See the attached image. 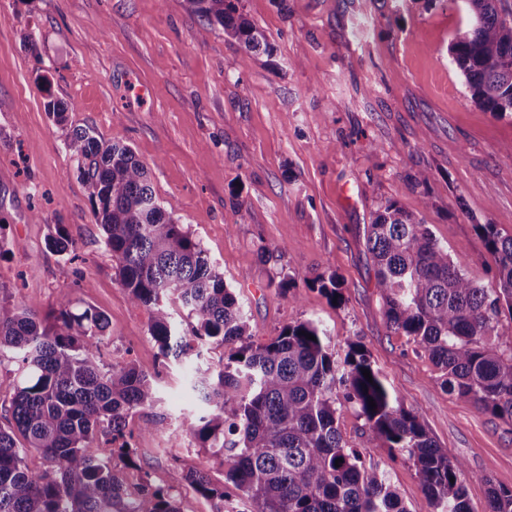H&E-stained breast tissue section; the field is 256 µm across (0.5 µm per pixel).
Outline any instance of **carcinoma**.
I'll return each instance as SVG.
<instances>
[{
    "mask_svg": "<svg viewBox=\"0 0 512 512\" xmlns=\"http://www.w3.org/2000/svg\"><path fill=\"white\" fill-rule=\"evenodd\" d=\"M185 2L246 53L271 51L266 31L238 13L236 0ZM463 2L469 22L449 42L451 61L478 108L512 119V0ZM67 147L81 162L121 288L151 312L149 335L161 356L193 363L223 350L217 363L193 367L189 384L202 414L182 428L221 460L225 478L216 485L175 460L167 486L146 473L129 489L110 458L118 453L137 466L135 434L164 428L162 418H138L156 403L153 377L131 362H101L108 322L95 309L75 312L64 295L42 316L4 296L0 362L16 363L17 381L0 403L7 421L0 425V512H182L177 491L186 484L212 502L213 512H407L386 475L344 439L339 417L347 407L373 440L414 464L434 512H472L463 463L388 388L360 342L346 341L341 356L325 329L306 320L253 343L238 296L201 242L158 201L149 170L132 149L87 130L73 132ZM474 228L494 258L493 288L470 278L430 228L396 201L374 213L366 244L390 332L429 355L445 390L512 425V235L494 224ZM49 246L64 254L73 243L58 226ZM312 285L342 303L336 274H322ZM174 304L196 321L188 335L178 331ZM32 451L42 468L27 465ZM487 512H512V489L490 488Z\"/></svg>",
    "mask_w": 512,
    "mask_h": 512,
    "instance_id": "obj_1",
    "label": "carcinoma"
}]
</instances>
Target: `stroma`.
<instances>
[{
	"label": "stroma",
	"instance_id": "35a3bbf8",
	"mask_svg": "<svg viewBox=\"0 0 512 512\" xmlns=\"http://www.w3.org/2000/svg\"><path fill=\"white\" fill-rule=\"evenodd\" d=\"M239 11L266 30L272 55H247L222 29H204L185 0H0V287L45 314L64 293L75 308H95L108 321L102 361L155 376L151 414L166 427L137 436L138 468L112 458L127 486L145 472L166 484L174 458L223 483L220 460L182 431L199 402L183 367L163 363L149 310L120 287L66 147L76 129L122 141L243 302L253 342L304 320L337 350L360 340L390 389L463 462L472 512H486L490 486L512 489V426L448 394L428 355L389 333L364 237L372 214L398 201L473 280L495 284L474 227L512 235V119L477 108L450 62L462 4L239 0ZM51 100L64 122L46 111ZM59 224L75 256L49 248ZM329 272L342 303L310 284ZM285 277L298 299L278 290ZM340 429L408 512H433L413 464L369 441L353 410Z\"/></svg>",
	"mask_w": 512,
	"mask_h": 512
}]
</instances>
